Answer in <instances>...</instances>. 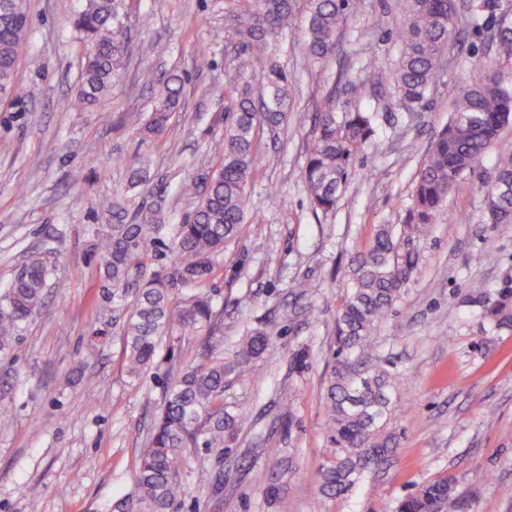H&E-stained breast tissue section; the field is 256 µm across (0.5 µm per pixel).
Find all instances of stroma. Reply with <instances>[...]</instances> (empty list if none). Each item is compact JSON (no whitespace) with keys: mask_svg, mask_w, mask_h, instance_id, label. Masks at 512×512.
I'll return each mask as SVG.
<instances>
[{"mask_svg":"<svg viewBox=\"0 0 512 512\" xmlns=\"http://www.w3.org/2000/svg\"><path fill=\"white\" fill-rule=\"evenodd\" d=\"M130 65L97 105L71 110L83 50L71 26L81 0H28L32 23L15 81L26 91L0 97V290L32 258L51 270L46 303L21 339L0 352V512H104L130 491L165 365L142 379L126 369L130 299L110 298L92 245L110 222L108 203H140L162 185L166 221L192 202L183 182L212 159L234 105L225 61L238 54L260 79L266 59L214 41L227 28L224 0H126ZM402 0H360L342 23L338 50L305 63L299 30L284 31L275 59L292 81L288 121L267 143L249 192L253 215L218 260L203 293L224 308V337L248 325L272 330L252 376L224 401L249 419L223 457L200 448L182 474L174 512H366L383 508L440 474L455 481L470 512H512V334L486 337L468 297L512 277V224L481 221L476 178L459 182L427 239L419 266L378 331L380 351L400 372L401 403L388 425L397 454L347 495H321L317 472L332 455L325 393L331 322L347 288L337 260L365 245L375 225L403 224L414 179L447 124L462 84L484 59V36L468 34L465 65H450L424 112H409L394 90L356 84L367 67H393ZM183 85L162 136L143 138L170 77ZM350 101L378 115L374 146L335 212L314 213L301 179L314 120ZM314 284L297 296L295 282ZM314 306L316 320L304 309ZM287 449L292 468L268 510L263 490L274 464L264 449ZM224 472V494L199 492L196 470Z\"/></svg>","mask_w":512,"mask_h":512,"instance_id":"obj_1","label":"stroma"}]
</instances>
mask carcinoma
<instances>
[{
    "label": "carcinoma",
    "instance_id": "carcinoma-1",
    "mask_svg": "<svg viewBox=\"0 0 512 512\" xmlns=\"http://www.w3.org/2000/svg\"><path fill=\"white\" fill-rule=\"evenodd\" d=\"M126 0H84L73 25L86 48L81 84L70 107L96 104L126 64L129 28ZM355 0H224L232 21L227 34L246 52L271 56L278 35L304 17L302 46L310 64L336 54V32ZM512 15V0H469L467 13L456 0H405L404 21L396 30L399 58L390 69L372 68L365 79L391 85L408 111L427 108L432 87L449 64L448 47L470 28L492 33L494 54L474 67L462 86L453 114L432 141L417 173L405 223L375 225L369 243L350 252L344 275L350 288L331 327L334 364L326 389L327 440L332 457L318 472L326 498L344 495L363 483L393 456L396 444L387 432L399 375L373 354L374 336L416 271L418 253L409 247L430 232L436 214L457 183L481 180L485 224H512V149L492 177L482 161L501 130L512 124V27L501 24ZM31 32L28 0H0V93L17 92L19 50ZM182 88L169 83L161 92L148 134L160 135L180 103ZM290 97L288 75L271 62L257 96L241 95L224 114V135L215 143L217 162L181 186L193 199L192 209L175 225L161 255V272L140 285L124 327L128 373L139 379L167 347V381L160 409L136 460L133 487L106 512H170L185 492L181 473L198 448L218 455L236 438L248 419L224 406L226 392L248 378L269 349L272 332L254 327L224 347V308L207 295L190 292L208 280L217 258L240 236L250 214L246 187L261 160L258 130L279 127ZM315 139L302 178L311 208L329 213L354 175L355 159L376 136L375 115L348 103L316 114ZM138 204L132 216L113 204L110 230L94 244L103 274L120 294L129 271L142 266L152 235L162 227L158 199ZM48 267L39 259L26 262L0 294V351L18 339L28 321L44 306ZM490 332L512 331V280L470 300ZM199 490L224 492V472L198 470ZM386 512H469L446 477L431 479L387 506Z\"/></svg>",
    "mask_w": 512,
    "mask_h": 512
}]
</instances>
